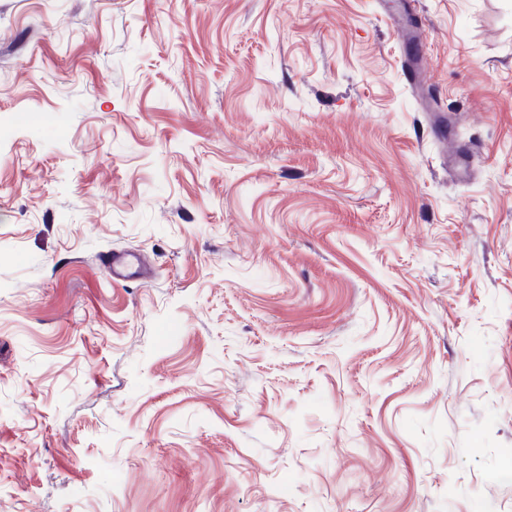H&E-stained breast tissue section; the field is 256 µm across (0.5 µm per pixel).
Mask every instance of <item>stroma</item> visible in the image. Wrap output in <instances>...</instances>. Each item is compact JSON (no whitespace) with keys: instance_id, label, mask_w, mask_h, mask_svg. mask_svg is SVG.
Masks as SVG:
<instances>
[{"instance_id":"stroma-1","label":"stroma","mask_w":512,"mask_h":512,"mask_svg":"<svg viewBox=\"0 0 512 512\" xmlns=\"http://www.w3.org/2000/svg\"><path fill=\"white\" fill-rule=\"evenodd\" d=\"M381 2L0 0V512H512V0ZM107 266L113 281H124L142 273L139 257L126 252L112 253L107 260Z\"/></svg>"}]
</instances>
